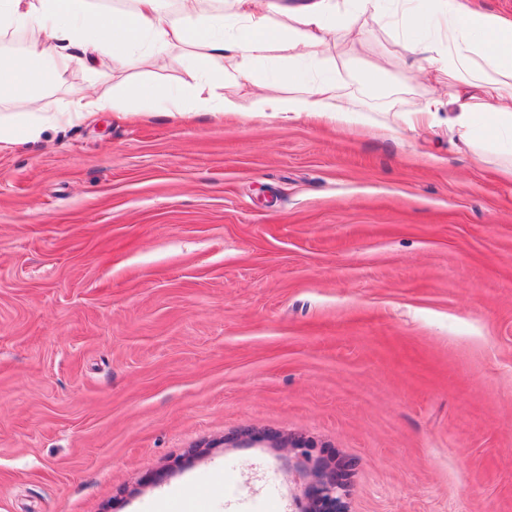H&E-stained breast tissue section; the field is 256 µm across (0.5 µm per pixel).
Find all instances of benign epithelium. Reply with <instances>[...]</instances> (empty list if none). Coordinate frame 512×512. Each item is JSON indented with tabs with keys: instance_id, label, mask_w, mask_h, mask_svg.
<instances>
[{
	"instance_id": "7a95c632",
	"label": "benign epithelium",
	"mask_w": 512,
	"mask_h": 512,
	"mask_svg": "<svg viewBox=\"0 0 512 512\" xmlns=\"http://www.w3.org/2000/svg\"><path fill=\"white\" fill-rule=\"evenodd\" d=\"M240 440L249 443L268 442L295 452L294 470L304 480L303 512H347L345 497L349 471L345 463L325 459L321 449L313 442L299 437L283 440L275 433L245 432L229 439V442Z\"/></svg>"
}]
</instances>
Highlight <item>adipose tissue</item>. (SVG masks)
<instances>
[{
  "mask_svg": "<svg viewBox=\"0 0 512 512\" xmlns=\"http://www.w3.org/2000/svg\"><path fill=\"white\" fill-rule=\"evenodd\" d=\"M408 28L431 26L448 37V96L432 95L402 117L411 130L447 123L451 137L471 148L512 154V18L474 0H401ZM203 0H178L164 11L160 0H134L132 10L99 11L93 0H0V35L33 30L35 39L19 59L0 57V101L38 111L43 88L73 67L96 70L101 59L144 70L171 47H189L197 81L191 90L151 89L153 108L163 112L241 111L237 97L219 95L226 78L251 83L249 63L287 44L288 67L275 75L288 95L257 94L255 112H285L345 127L366 115L338 92L336 68L327 61L336 0H224L204 12Z\"/></svg>",
  "mask_w": 512,
  "mask_h": 512,
  "instance_id": "ef3b65f1",
  "label": "adipose tissue"
}]
</instances>
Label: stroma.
<instances>
[{
    "label": "stroma",
    "mask_w": 512,
    "mask_h": 512,
    "mask_svg": "<svg viewBox=\"0 0 512 512\" xmlns=\"http://www.w3.org/2000/svg\"><path fill=\"white\" fill-rule=\"evenodd\" d=\"M361 22L329 54L362 127L248 86L144 111L142 83L194 84L176 47L73 67L0 149V512H289L288 452L244 430L348 461V512H512V175L402 126L448 74ZM127 103L124 98L112 95V103L108 100L92 95H83L74 100L67 108L57 111L54 116L55 121L73 120L86 118L95 112H101L112 107V111H121L125 109Z\"/></svg>",
    "instance_id": "obj_1"
}]
</instances>
